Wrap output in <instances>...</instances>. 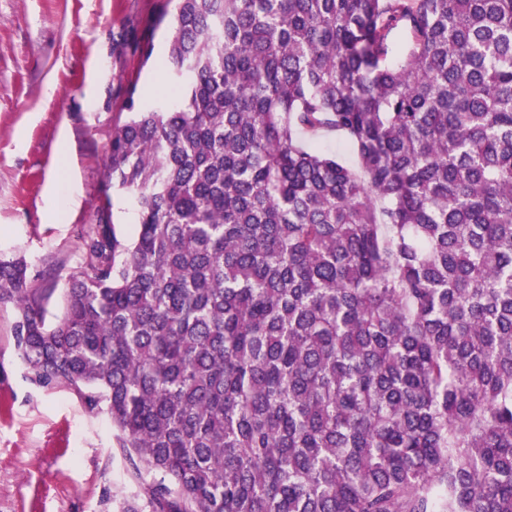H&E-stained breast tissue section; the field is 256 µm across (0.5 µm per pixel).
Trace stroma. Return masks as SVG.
<instances>
[{"mask_svg":"<svg viewBox=\"0 0 512 512\" xmlns=\"http://www.w3.org/2000/svg\"><path fill=\"white\" fill-rule=\"evenodd\" d=\"M175 0H0V257H24L28 285L54 287L63 311L82 264L77 229L112 199L117 236L133 240L138 205L107 191L114 129L130 89L154 102ZM152 44L144 59L141 48ZM0 305V512H117L136 490L106 414L65 386L33 384Z\"/></svg>","mask_w":512,"mask_h":512,"instance_id":"35a3bbf8","label":"stroma"}]
</instances>
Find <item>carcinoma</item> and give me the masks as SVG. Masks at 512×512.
I'll return each mask as SVG.
<instances>
[{
	"label": "carcinoma",
	"mask_w": 512,
	"mask_h": 512,
	"mask_svg": "<svg viewBox=\"0 0 512 512\" xmlns=\"http://www.w3.org/2000/svg\"><path fill=\"white\" fill-rule=\"evenodd\" d=\"M163 65L109 149L137 236L104 197L53 322L0 258L120 512H512V0H176ZM112 199V225L117 236L125 241L135 238L139 228L136 196L131 192L110 190Z\"/></svg>",
	"instance_id": "1"
}]
</instances>
